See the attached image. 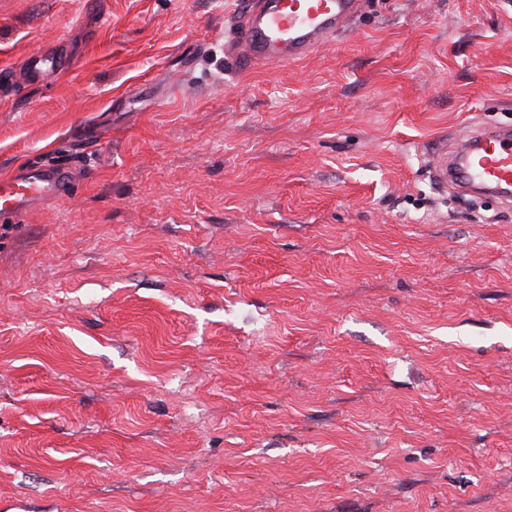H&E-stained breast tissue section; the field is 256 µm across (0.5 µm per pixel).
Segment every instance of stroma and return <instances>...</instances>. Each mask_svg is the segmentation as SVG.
<instances>
[{"instance_id": "stroma-1", "label": "stroma", "mask_w": 512, "mask_h": 512, "mask_svg": "<svg viewBox=\"0 0 512 512\" xmlns=\"http://www.w3.org/2000/svg\"><path fill=\"white\" fill-rule=\"evenodd\" d=\"M236 0H0V512H512V205L430 181L512 126V0H365L236 73ZM61 56L53 51H42L32 54L27 62V74L30 78L39 77L42 73V65L46 62L56 65V72L69 73V65L61 60ZM74 173L62 164L27 165L0 179V214L20 216L39 202L71 195Z\"/></svg>"}]
</instances>
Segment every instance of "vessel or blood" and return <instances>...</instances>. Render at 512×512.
<instances>
[{"mask_svg": "<svg viewBox=\"0 0 512 512\" xmlns=\"http://www.w3.org/2000/svg\"><path fill=\"white\" fill-rule=\"evenodd\" d=\"M363 0H240L224 47L234 70L263 62L291 64L305 59L340 33L361 10ZM57 72L70 67L51 51L32 54L27 74L41 75L45 63ZM431 179L461 191L478 190L512 202V129L470 131L428 163ZM74 174L65 165H27L0 178V214L31 211L39 202L71 195Z\"/></svg>", "mask_w": 512, "mask_h": 512, "instance_id": "obj_1", "label": "vessel or blood"}]
</instances>
